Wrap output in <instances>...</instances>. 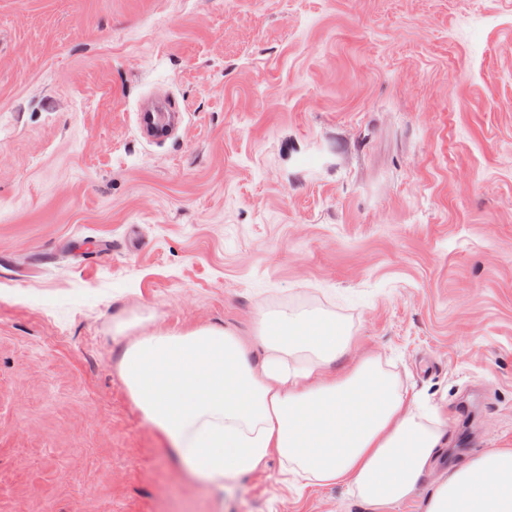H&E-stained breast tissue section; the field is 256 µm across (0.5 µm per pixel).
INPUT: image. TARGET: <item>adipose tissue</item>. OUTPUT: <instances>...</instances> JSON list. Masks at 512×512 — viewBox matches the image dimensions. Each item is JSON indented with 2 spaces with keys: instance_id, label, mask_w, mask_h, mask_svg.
I'll return each instance as SVG.
<instances>
[{
  "instance_id": "obj_1",
  "label": "adipose tissue",
  "mask_w": 512,
  "mask_h": 512,
  "mask_svg": "<svg viewBox=\"0 0 512 512\" xmlns=\"http://www.w3.org/2000/svg\"><path fill=\"white\" fill-rule=\"evenodd\" d=\"M352 340L336 322L281 312L248 342L218 326L138 338L119 371L189 478L220 489L275 455L294 478L355 487L385 512L450 437L446 424H424L423 408L377 360L343 365ZM424 512H512V448L450 469Z\"/></svg>"
}]
</instances>
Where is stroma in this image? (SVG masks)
<instances>
[{
    "label": "stroma",
    "instance_id": "obj_1",
    "mask_svg": "<svg viewBox=\"0 0 512 512\" xmlns=\"http://www.w3.org/2000/svg\"><path fill=\"white\" fill-rule=\"evenodd\" d=\"M284 309L447 423L387 512L512 448V0H0V512H373L276 457L190 481L119 374ZM170 118V113H140L139 123L142 134L150 140L167 136L170 127Z\"/></svg>",
    "mask_w": 512,
    "mask_h": 512
}]
</instances>
